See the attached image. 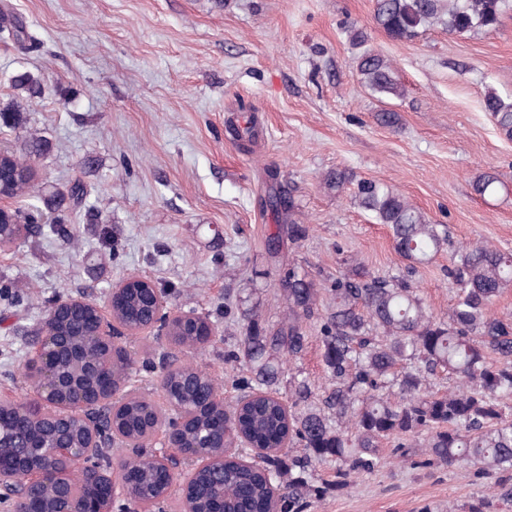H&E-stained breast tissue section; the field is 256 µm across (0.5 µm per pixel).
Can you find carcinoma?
Masks as SVG:
<instances>
[{
    "mask_svg": "<svg viewBox=\"0 0 512 512\" xmlns=\"http://www.w3.org/2000/svg\"><path fill=\"white\" fill-rule=\"evenodd\" d=\"M511 9L512 0H375L374 22L396 40L412 39L433 26L460 36L496 29ZM356 68L371 92L404 96L391 61L382 54L361 52ZM12 86L15 94L0 101V123L14 129L24 124L28 99L41 94V83L22 72L12 77ZM482 105L499 133L512 141V97L489 88ZM233 132L237 140L252 142L257 133L254 119L246 118ZM46 148L44 141L33 139L19 150L5 149L7 164L0 170V180L9 185L11 197L34 193L45 206L60 211L66 200L82 199L80 183L66 192L44 194L36 179L20 177L31 169V156ZM351 183L354 201L378 223L389 225L395 248L409 261L408 272L429 263L448 243V236L392 187L376 180L356 181L342 169L325 178V186L338 194ZM39 213L40 208L31 204L8 211L7 219L32 230L39 227ZM456 258L450 274L458 294L446 319L427 310L406 278L386 279L366 272L336 279L322 325V357L332 388L323 407L308 406V384L298 382L292 410L285 414L273 398L277 394L273 386L284 362L301 352V323L315 314L320 299V289L307 275L295 267L288 269L280 288L287 320L273 336H262L256 325L247 324L231 353L249 371V376L233 381L235 389L262 393L265 398L245 406L237 399L224 403V415L252 441L275 452L260 468L226 466L220 475L201 476L194 491V512H211L219 493L237 502L239 512H248L273 487L280 493L284 512H304L311 500L322 495L315 477L318 464L329 458L344 464L336 470L335 480L343 487L351 475L382 465V441L395 439L397 447L410 448L407 439L422 430L430 433L425 459L420 461L423 466L470 463L487 477L512 470V418L503 409V401L512 398V320L489 310L502 288L512 283V255L476 242L459 248ZM149 308L147 292L138 283L132 285L131 314L142 316ZM492 355L499 364L490 363ZM442 373L454 377L456 386L439 393L431 381ZM163 383L180 403L193 402L216 388L212 377L193 364L168 371ZM120 399L126 403L115 413L116 429L127 437L143 436L149 419L156 417L152 400L141 394ZM189 431L219 449L221 435L209 416L196 419ZM285 437L302 447L301 454L290 456L280 448ZM103 442L86 457L60 461V472L72 487L77 482L71 479V470L79 462L112 471V452L125 441L108 433ZM120 464L138 472L140 486L118 510L137 512L140 500L151 499L160 512L167 496L156 481L149 450L134 448Z\"/></svg>",
    "mask_w": 512,
    "mask_h": 512,
    "instance_id": "obj_1",
    "label": "carcinoma"
}]
</instances>
